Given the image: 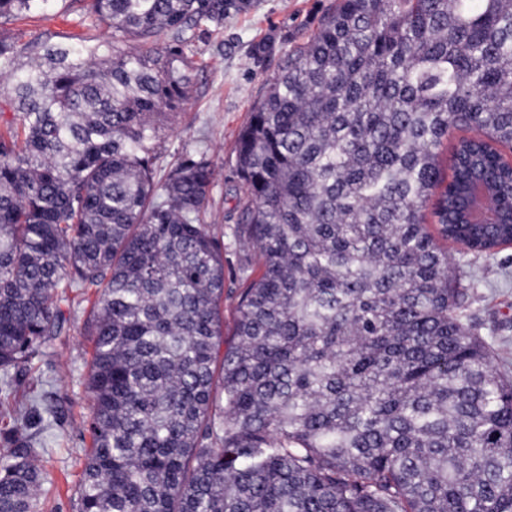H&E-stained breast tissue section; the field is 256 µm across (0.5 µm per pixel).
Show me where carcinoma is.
Masks as SVG:
<instances>
[{
	"instance_id": "cac0c4a2",
	"label": "carcinoma",
	"mask_w": 512,
	"mask_h": 512,
	"mask_svg": "<svg viewBox=\"0 0 512 512\" xmlns=\"http://www.w3.org/2000/svg\"><path fill=\"white\" fill-rule=\"evenodd\" d=\"M48 2L0 0V19ZM252 7L86 0L112 41L0 36V404L82 288L77 512H512V374L438 243L512 242V0H338L283 56L237 141L260 271L242 265L226 347L212 164L153 170L193 29ZM476 164L497 230L461 215ZM43 413L12 409L0 512H41Z\"/></svg>"
}]
</instances>
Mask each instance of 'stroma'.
Listing matches in <instances>:
<instances>
[{"label":"stroma","instance_id":"1","mask_svg":"<svg viewBox=\"0 0 512 512\" xmlns=\"http://www.w3.org/2000/svg\"><path fill=\"white\" fill-rule=\"evenodd\" d=\"M335 0H256L246 13H234L223 26L201 25L186 53L197 63L190 98L166 128L155 161L157 179H164L182 160L206 156L215 168L211 220L224 242V335L232 337L236 308L244 286L239 267L246 251L234 233L240 220L242 195L236 168V145L253 105L261 100L278 73L285 50L316 30ZM80 0H55L47 15L0 25L23 40L92 37L109 40L107 30L80 22ZM273 40L274 50L263 63L250 58L253 46ZM454 261L473 264L480 282L470 310L481 336L491 345L497 364L512 370V247L475 261L454 249ZM64 304L66 322L59 336L42 347L24 366L12 370L15 392L40 383L50 393L56 413L38 420L35 430L43 447L41 463L48 480L43 486L44 512H75L76 489L90 446L92 408L87 388L91 339L85 325L94 302L92 293L72 288Z\"/></svg>","mask_w":512,"mask_h":512}]
</instances>
